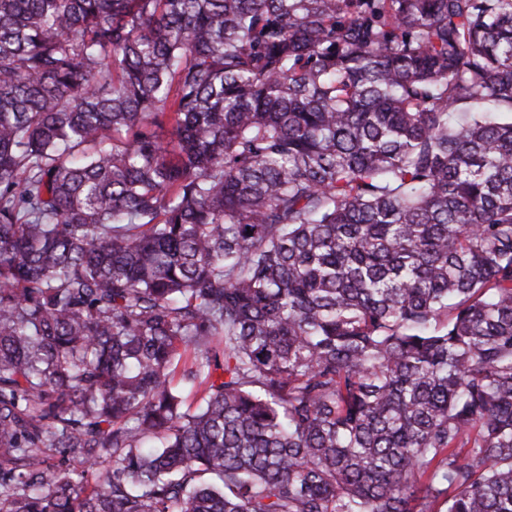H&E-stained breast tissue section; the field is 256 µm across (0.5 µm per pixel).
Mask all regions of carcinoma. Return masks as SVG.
Listing matches in <instances>:
<instances>
[{"instance_id": "cac0c4a2", "label": "carcinoma", "mask_w": 512, "mask_h": 512, "mask_svg": "<svg viewBox=\"0 0 512 512\" xmlns=\"http://www.w3.org/2000/svg\"><path fill=\"white\" fill-rule=\"evenodd\" d=\"M0 512H512V0H0Z\"/></svg>"}]
</instances>
